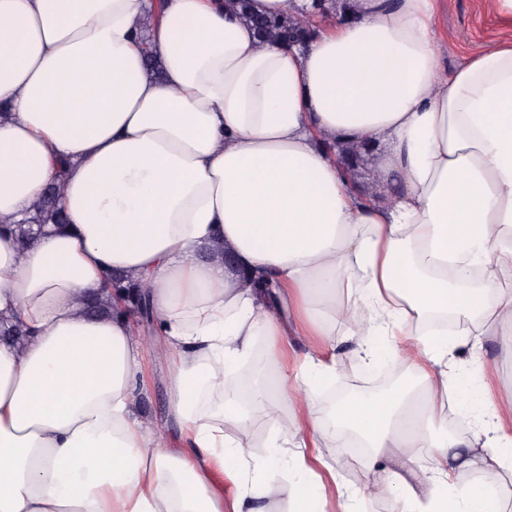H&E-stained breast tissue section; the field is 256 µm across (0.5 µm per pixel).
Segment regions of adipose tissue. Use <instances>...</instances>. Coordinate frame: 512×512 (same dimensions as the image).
<instances>
[{"mask_svg":"<svg viewBox=\"0 0 512 512\" xmlns=\"http://www.w3.org/2000/svg\"><path fill=\"white\" fill-rule=\"evenodd\" d=\"M442 0H0V512H320V470L346 432L369 450L342 512L397 494L399 512H504L512 419L481 383L469 439L423 414L450 393L466 338L427 313L474 318L512 365V45L442 66ZM315 13L301 45L260 41L255 16ZM159 70H152L147 56ZM383 140L384 201L358 195L337 149ZM61 180L64 225L27 246L15 226ZM150 297L173 367L180 446L136 412L143 344L124 290ZM111 300L91 314L89 298ZM416 380L338 404L319 438L314 388L346 370L329 338L388 335ZM255 402L286 397L277 452L248 457L255 421L224 387L259 335ZM429 452L430 467L420 463ZM241 485L232 502L215 469ZM477 478L459 483L455 472Z\"/></svg>","mask_w":512,"mask_h":512,"instance_id":"obj_1","label":"adipose tissue"}]
</instances>
